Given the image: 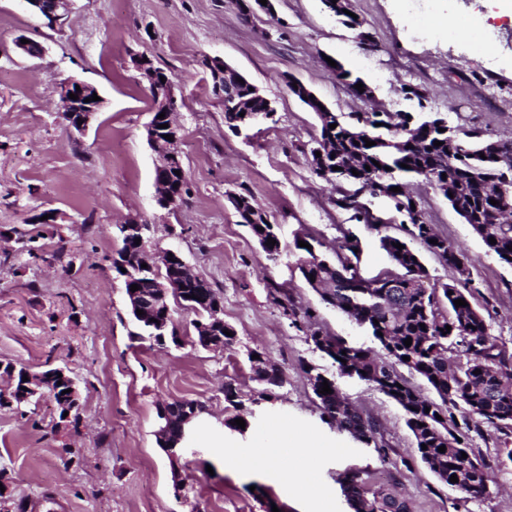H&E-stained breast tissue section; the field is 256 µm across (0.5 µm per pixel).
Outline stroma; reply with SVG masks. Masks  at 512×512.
Listing matches in <instances>:
<instances>
[{"label":"stroma","instance_id":"obj_1","mask_svg":"<svg viewBox=\"0 0 512 512\" xmlns=\"http://www.w3.org/2000/svg\"><path fill=\"white\" fill-rule=\"evenodd\" d=\"M377 44L365 52L354 31L331 17L321 0H276L275 16L243 17L236 0H73L60 26L48 27L22 0H0V363L40 372L68 366L79 382L77 430H59L54 401L0 410V472L28 512H353L343 476L365 470L398 489L410 512H512V433L490 427L473 434L474 453L492 465L489 493L472 498L439 482L414 451L402 408L363 381L337 377L269 294L287 289L313 308L319 325L350 346L377 349L369 332L322 303L303 279L294 240L309 234L333 245L343 231L362 243L359 270L371 278L390 261L374 231L336 206L335 184L318 178L310 151L318 135L315 112L286 86L295 77L332 111H408L401 88L428 95L427 107L454 126L493 139H512V19L495 16V0H439L442 14L496 31V61L487 65L467 38L449 40L423 29L397 0H351ZM40 43L24 55L18 37ZM146 54L173 81L174 122L188 179L186 204L173 211L155 202L154 154L147 141L152 96L134 60ZM219 57L269 98L273 120L236 134L211 93L203 61ZM333 58L372 88L366 103L336 82ZM68 78L95 85L104 106L82 137L61 118L58 88ZM428 223L470 259L472 303L490 331L512 351V267L487 252L448 201L428 181L400 175ZM249 189L276 224L281 255L269 261L228 201ZM54 208L64 221L40 224ZM138 215L150 226L152 249L173 250L224 295V321L235 342L222 351L196 345L194 313L173 305L181 346L135 338L121 279L110 259L116 232ZM33 240L41 259L23 246ZM257 351L279 365L285 384L274 400L253 409L244 431L226 428L234 409L225 383L241 399L261 386L248 359ZM336 376L342 393L373 417L376 447H365L322 422L306 365ZM171 399L202 402L205 429L180 462L185 486L175 490L170 463L155 438L157 406ZM309 438L318 454L295 447ZM271 440L286 453L253 471L225 468L226 450ZM80 451L64 466L63 445ZM385 455H378L377 446ZM282 469L303 480H283Z\"/></svg>","mask_w":512,"mask_h":512}]
</instances>
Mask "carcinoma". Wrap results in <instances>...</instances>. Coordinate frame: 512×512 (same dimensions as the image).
I'll use <instances>...</instances> for the list:
<instances>
[{
  "label": "carcinoma",
  "mask_w": 512,
  "mask_h": 512,
  "mask_svg": "<svg viewBox=\"0 0 512 512\" xmlns=\"http://www.w3.org/2000/svg\"><path fill=\"white\" fill-rule=\"evenodd\" d=\"M336 82L351 89L362 82L341 63L330 68ZM212 94L222 99L224 105V127L234 131L239 126V113L231 100L221 98L217 85H212ZM418 111L405 115L398 113L382 116L378 112H363L354 116L329 112L318 114L320 132L333 137L331 145L334 157H329L322 166L312 165L313 172L321 179L334 181L336 161L360 157L370 166L367 176H352L351 189L336 200L342 209L354 211L353 219L379 232L384 228L381 219L370 215L365 204L359 201L363 194H373L374 180L378 179V168L373 160L388 161L399 171L428 182L448 178V191L452 197L448 203L456 213L482 239L489 251L497 255L504 264L512 267V180H503L496 163L495 153H511L512 140L495 141L486 138L475 129L454 127L448 129L447 118L439 112L427 111L424 101L427 96H417ZM383 124L390 138L410 145L405 152L388 153L376 144L366 146V141H375L379 132L377 124ZM336 128L331 129L329 125ZM442 145L436 146L434 142ZM406 167H401V164ZM240 206L235 208L240 222L247 226L271 261H277L281 253L280 244L269 245L267 240L278 239L274 225L265 222L266 213L257 204L247 189L237 193ZM494 199L498 204L491 205ZM408 235L414 240L439 249L445 256L442 261L452 268L458 261H467L461 250L446 238L433 231V225H412ZM496 244H490L489 238ZM437 243L432 244L430 240ZM382 250L387 254L395 274V287L388 276L360 280L357 287L371 289V302L367 311L368 326L379 342L381 353L374 354L362 348L349 347L336 336L325 335L327 345H320V330L311 329L314 316L309 309H299L288 295V291L275 287L270 290L273 302L283 310L291 324L307 333L314 349L332 360L337 370L348 361L357 367L356 376L375 390L394 400L403 409L406 423L415 439V451L421 461L444 484L473 498L483 496L482 488L487 484L490 464L477 457L469 448L470 433L480 432L486 424L505 434L512 431V354L498 342L489 330L483 315L471 302V291L454 284L438 283L420 260L419 254L400 237L388 234L379 238ZM404 248L399 249L395 244ZM356 245L350 241H338L329 254H319L314 260L312 250L303 247L307 257L300 266L304 279L320 290L323 303L334 307L355 322H360L361 313L347 309L350 300L344 276L351 269L352 259L358 258ZM349 276V275H347ZM354 279V276H349ZM463 299L467 305L457 307L454 301ZM451 326L448 333L442 329ZM412 344H404L405 339ZM457 352L465 362L452 369L448 366V353ZM407 370L424 379L435 391L439 401L423 396L402 370ZM481 373H475V370ZM22 372L7 364L0 373L7 376L9 386L0 389V408L10 407L18 401L22 392L21 379L13 377L12 371ZM43 390L52 394L55 401L64 397L62 391L70 388L72 376H58L51 368L43 371ZM332 393L316 394L321 420L331 427L347 433L353 441L369 446L376 443L378 426L374 420L363 416L340 391L335 378H327ZM224 398L238 411L236 417L247 418L252 410L235 399L231 383H224ZM427 449H422V446ZM446 447L441 453L438 448ZM467 458H462V454ZM458 481L450 482L451 475ZM344 492L350 497L354 512H409L406 501L400 496L397 486L376 484L366 471L353 470L346 473Z\"/></svg>",
  "instance_id": "obj_1"
}]
</instances>
